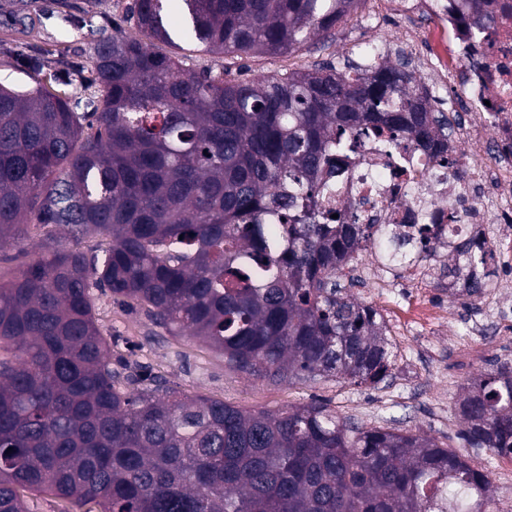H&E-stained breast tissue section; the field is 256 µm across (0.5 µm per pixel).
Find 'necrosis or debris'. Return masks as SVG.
<instances>
[{
    "label": "necrosis or debris",
    "instance_id": "obj_1",
    "mask_svg": "<svg viewBox=\"0 0 512 512\" xmlns=\"http://www.w3.org/2000/svg\"><path fill=\"white\" fill-rule=\"evenodd\" d=\"M411 20L432 16L433 49L420 71L459 115L443 157L409 140L367 141L347 180L322 189L326 208L388 224L436 246L447 234L480 236L497 263L512 261V0H389Z\"/></svg>",
    "mask_w": 512,
    "mask_h": 512
}]
</instances>
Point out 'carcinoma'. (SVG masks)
Masks as SVG:
<instances>
[{
	"label": "carcinoma",
	"mask_w": 512,
	"mask_h": 512,
	"mask_svg": "<svg viewBox=\"0 0 512 512\" xmlns=\"http://www.w3.org/2000/svg\"><path fill=\"white\" fill-rule=\"evenodd\" d=\"M360 0H134L137 36L103 35L66 94L0 82V250L44 244L0 282V512L21 492L100 512H489V473L435 438L347 422L312 402L246 411L190 398L138 363L112 368L94 291L196 338L255 380L332 376L373 388L394 366L386 322L338 277L370 224L325 210L367 137L433 158L448 120L413 73L367 53L254 79L151 49L235 57L327 37ZM397 265L427 250L385 237ZM489 251L448 246L440 274L474 300ZM467 448L512 457V360L459 407ZM177 44H179L183 49H178L171 45L162 43V42H154L152 47L156 51H160L163 53L177 52L181 56H186L187 59L184 61L187 65L190 66H203L208 65L215 69H222L224 67L225 61L224 56L222 55H204L199 52L193 51V46L184 43L180 40H175Z\"/></svg>",
	"instance_id": "cac0c4a2"
}]
</instances>
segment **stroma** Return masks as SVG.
<instances>
[{
  "label": "stroma",
  "mask_w": 512,
  "mask_h": 512,
  "mask_svg": "<svg viewBox=\"0 0 512 512\" xmlns=\"http://www.w3.org/2000/svg\"><path fill=\"white\" fill-rule=\"evenodd\" d=\"M129 0H34L28 12L33 24L22 27L8 21L9 10L18 8V0H0V81L23 85H43L54 93L65 92L56 80L58 65L42 73H29L21 63L62 47L66 50L68 70L86 66L96 39L111 32ZM369 31L358 29L355 18H348L336 30L333 40L311 42L296 52L284 55L250 54L236 58L234 71L254 78L289 70H303L315 64L343 67L363 59V41ZM449 307L458 309V318H448L426 329L409 322L406 310L413 299L403 294L383 304L368 289L356 282L350 293L358 301L377 307L387 325V338L395 356L393 378L389 385L372 389L356 386L333 377L313 380L295 379L278 384L256 381L228 367L221 355L187 336H173L154 327L145 314L103 296L98 301V324L105 337H117L113 359L149 365L168 386L193 397L220 399L242 409L282 411L311 402H321L341 417L363 426L392 420L394 427L421 432L448 447H462L458 401L467 387L486 375L499 363L498 355L486 350L466 331L470 314L462 306L447 279Z\"/></svg>",
  "instance_id": "1"
}]
</instances>
